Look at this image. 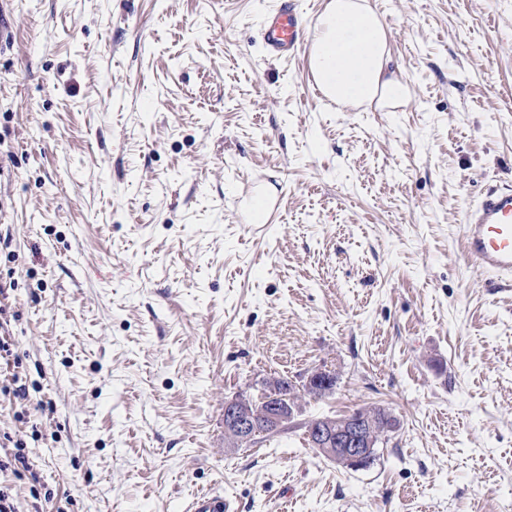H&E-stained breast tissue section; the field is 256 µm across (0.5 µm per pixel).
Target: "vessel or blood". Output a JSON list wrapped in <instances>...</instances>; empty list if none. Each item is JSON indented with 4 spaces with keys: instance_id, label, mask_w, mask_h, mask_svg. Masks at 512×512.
<instances>
[{
    "instance_id": "obj_1",
    "label": "vessel or blood",
    "mask_w": 512,
    "mask_h": 512,
    "mask_svg": "<svg viewBox=\"0 0 512 512\" xmlns=\"http://www.w3.org/2000/svg\"><path fill=\"white\" fill-rule=\"evenodd\" d=\"M303 36L297 0H275L266 14L259 38L267 53L276 57L297 54ZM463 255L479 272L512 278V189H488L468 208L462 227ZM223 497L201 493L193 497L187 512H228Z\"/></svg>"
}]
</instances>
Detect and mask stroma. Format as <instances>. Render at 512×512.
I'll use <instances>...</instances> for the list:
<instances>
[{
	"instance_id": "stroma-1",
	"label": "stroma",
	"mask_w": 512,
	"mask_h": 512,
	"mask_svg": "<svg viewBox=\"0 0 512 512\" xmlns=\"http://www.w3.org/2000/svg\"><path fill=\"white\" fill-rule=\"evenodd\" d=\"M272 0H0V281L17 373L0 405L36 476L19 512H502L512 500V280L461 257L512 186V0H369L408 101L323 104L271 58ZM267 206L262 224L246 212ZM327 369L263 441L224 403ZM400 421L373 464L305 424ZM336 384V376L331 373L330 371L326 370H320L315 373H313L311 376L308 377L306 382L303 384L305 390L307 391H313L317 393H325L331 391ZM330 393V392H329ZM320 394V395H311L308 393L309 396L314 397L313 399L319 400L323 399L327 394ZM188 512H231L230 504L224 498L210 493H201L193 497Z\"/></svg>"
}]
</instances>
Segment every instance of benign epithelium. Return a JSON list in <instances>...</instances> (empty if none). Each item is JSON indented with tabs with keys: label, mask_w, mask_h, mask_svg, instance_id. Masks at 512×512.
I'll return each instance as SVG.
<instances>
[{
	"label": "benign epithelium",
	"mask_w": 512,
	"mask_h": 512,
	"mask_svg": "<svg viewBox=\"0 0 512 512\" xmlns=\"http://www.w3.org/2000/svg\"><path fill=\"white\" fill-rule=\"evenodd\" d=\"M336 384V376L326 370H320L308 377L304 383L307 391L325 393ZM265 409L256 415L252 401L235 398L224 403V434L232 443H242L258 434L259 425L279 429L287 423L296 411L293 403L278 393L275 380L266 383V390L260 398ZM375 417L363 415L351 416L342 425L323 419L310 427L312 444L326 457L339 459L350 468L363 466L370 458V450L376 442Z\"/></svg>",
	"instance_id": "obj_1"
}]
</instances>
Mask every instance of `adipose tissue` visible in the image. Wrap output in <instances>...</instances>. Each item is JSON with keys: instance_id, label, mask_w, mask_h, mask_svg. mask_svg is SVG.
<instances>
[{"instance_id": "obj_1", "label": "adipose tissue", "mask_w": 512, "mask_h": 512, "mask_svg": "<svg viewBox=\"0 0 512 512\" xmlns=\"http://www.w3.org/2000/svg\"><path fill=\"white\" fill-rule=\"evenodd\" d=\"M309 61L319 90L337 105L384 109L408 99L406 83L390 70L386 28L368 0H327Z\"/></svg>"}]
</instances>
